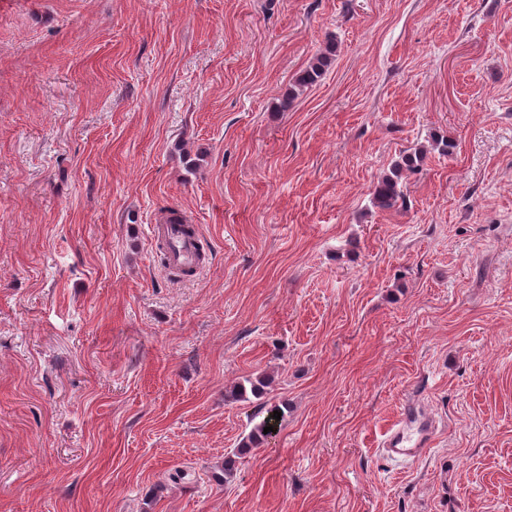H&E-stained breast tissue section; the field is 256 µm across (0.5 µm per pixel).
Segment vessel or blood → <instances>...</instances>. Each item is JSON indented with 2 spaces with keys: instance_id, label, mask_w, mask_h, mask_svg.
I'll return each mask as SVG.
<instances>
[{
  "instance_id": "b4317fda",
  "label": "vessel or blood",
  "mask_w": 512,
  "mask_h": 512,
  "mask_svg": "<svg viewBox=\"0 0 512 512\" xmlns=\"http://www.w3.org/2000/svg\"><path fill=\"white\" fill-rule=\"evenodd\" d=\"M174 245L172 259L178 264L193 262L195 256L194 239L184 236L179 227L164 229ZM434 440L433 426L420 412L415 401H408L399 417L384 434L382 448L386 458L395 462L418 460Z\"/></svg>"
}]
</instances>
